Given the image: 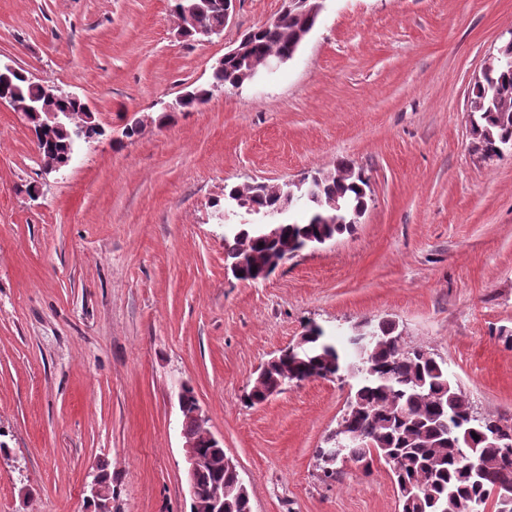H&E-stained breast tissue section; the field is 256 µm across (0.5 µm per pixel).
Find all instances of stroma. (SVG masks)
I'll return each mask as SVG.
<instances>
[{
    "label": "stroma",
    "mask_w": 512,
    "mask_h": 512,
    "mask_svg": "<svg viewBox=\"0 0 512 512\" xmlns=\"http://www.w3.org/2000/svg\"><path fill=\"white\" fill-rule=\"evenodd\" d=\"M173 0H0V61L87 102L104 134L47 174L0 106V512H191L177 393L189 385L253 512H400L388 468L315 457L353 385L315 379L251 406L261 366L309 324L395 322L474 411L512 420V151L481 150L470 89L512 0H324L279 71L164 113L284 0H236L221 37L180 36ZM152 122L133 137V114ZM351 163L353 233L266 280L224 261L231 186ZM86 493L87 500L94 507L96 512H112V494L109 493L97 476L88 484Z\"/></svg>",
    "instance_id": "stroma-1"
}]
</instances>
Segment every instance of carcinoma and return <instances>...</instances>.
<instances>
[{
  "label": "carcinoma",
  "mask_w": 512,
  "mask_h": 512,
  "mask_svg": "<svg viewBox=\"0 0 512 512\" xmlns=\"http://www.w3.org/2000/svg\"><path fill=\"white\" fill-rule=\"evenodd\" d=\"M198 4L196 25L224 30V0H175V13L184 15L187 7ZM313 21L295 11L287 12L280 23L248 31L249 53L239 59H226L214 68L206 88L195 87L183 94L180 110L207 102L214 91L237 82L248 70L264 67L268 58L283 55L294 58L301 46L300 33ZM12 97L32 99L41 96L42 84L24 74L0 80ZM61 107L72 113L73 123L94 126L96 119L83 102L66 100ZM474 133L481 150L489 157L497 147L512 144V41H505L489 66L473 85L469 97ZM73 145L70 129H58L48 142L38 146L42 161H65ZM312 197L305 200L307 217L302 222H283L274 240L263 235L257 224H235L224 232L227 266H238L248 252L257 262L273 250L286 253L297 244L329 240L350 233L357 217L367 208L369 186L362 173L349 164L320 169L312 174ZM282 189L264 186L256 190L252 203L261 213H274L281 206ZM372 336L361 339L355 330L339 346L318 325L308 326L300 337L301 346L268 367L244 395L249 405L260 404L277 393L281 381L301 383L312 378L344 380L356 371L354 392L342 416L345 436L363 440L361 448H347V460L370 466L384 463L398 490L401 512H512L494 498L501 483L512 484V436L500 441L489 435L488 425L498 421L477 414L448 373L446 363L433 353L404 344L392 321L369 324ZM182 429L198 440L205 464L198 473L201 492L199 512H205L209 489L224 484L228 512H251L250 497L238 494L236 477L224 469L221 449L211 448L193 419L197 402L194 390H184ZM479 439H474L473 435Z\"/></svg>",
  "instance_id": "cac0c4a2"
}]
</instances>
